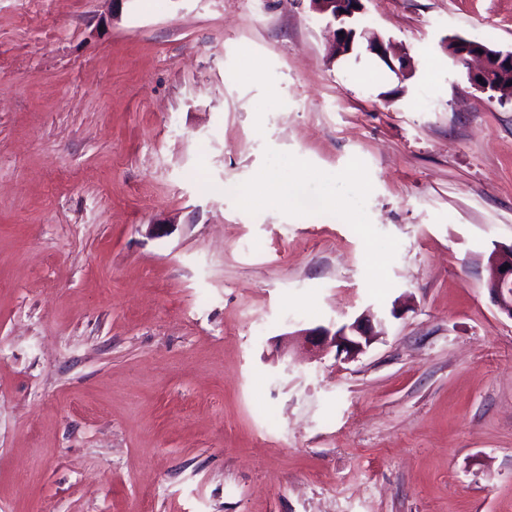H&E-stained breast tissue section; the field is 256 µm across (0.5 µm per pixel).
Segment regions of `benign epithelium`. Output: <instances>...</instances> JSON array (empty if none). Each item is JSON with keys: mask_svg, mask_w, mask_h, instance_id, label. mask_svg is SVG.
<instances>
[{"mask_svg": "<svg viewBox=\"0 0 512 512\" xmlns=\"http://www.w3.org/2000/svg\"><path fill=\"white\" fill-rule=\"evenodd\" d=\"M311 9L337 24L332 29L331 56L348 55L353 52L356 39L366 42V50L375 55L386 67L397 75L411 70L410 62L396 54L391 43L369 32L363 27L357 29L353 23L363 13V0H309ZM451 58L464 64L478 62L475 70L469 72L471 83L482 91L500 94L512 99V51H502L487 44L462 36L447 41ZM490 278L488 288L501 313L512 319V246L496 248L488 259ZM506 270H501V267ZM374 314L367 312L353 322L335 329L319 326L303 330L294 340L303 341L311 349L337 348V352L353 357L361 353L373 339Z\"/></svg>", "mask_w": 512, "mask_h": 512, "instance_id": "7a95c632", "label": "benign epithelium"}]
</instances>
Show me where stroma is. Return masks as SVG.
Here are the masks:
<instances>
[{
	"instance_id": "obj_1",
	"label": "stroma",
	"mask_w": 512,
	"mask_h": 512,
	"mask_svg": "<svg viewBox=\"0 0 512 512\" xmlns=\"http://www.w3.org/2000/svg\"><path fill=\"white\" fill-rule=\"evenodd\" d=\"M364 6L405 77L309 0H0V512H512V102L446 48L512 0ZM251 204L260 206H287L301 208L306 197L301 181L279 180L271 174H262L252 192L244 196ZM315 203L323 211L336 216V220L342 224H357L354 214L346 209L342 199L329 186L323 187ZM488 262V288L500 312L512 319V246L497 247ZM503 266H506L505 271H501ZM374 314L367 312L360 315L352 323L336 327L334 331L328 327L319 326L314 329L302 330L294 336V340H303L310 350L337 348V352L354 357L361 353L373 339Z\"/></svg>"
}]
</instances>
